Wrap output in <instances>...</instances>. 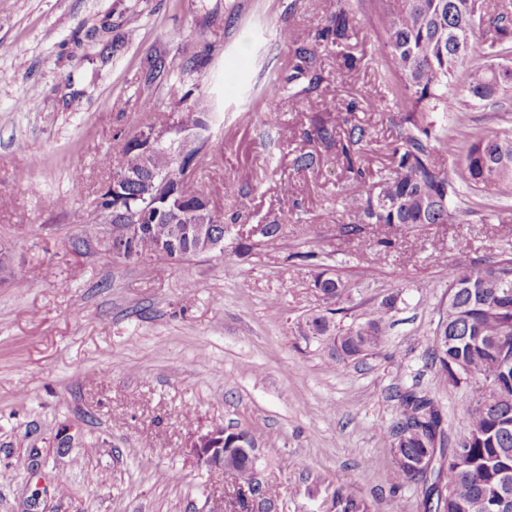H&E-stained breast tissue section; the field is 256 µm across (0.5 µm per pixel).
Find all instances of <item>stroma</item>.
I'll use <instances>...</instances> for the list:
<instances>
[{
    "label": "stroma",
    "instance_id": "obj_1",
    "mask_svg": "<svg viewBox=\"0 0 512 512\" xmlns=\"http://www.w3.org/2000/svg\"><path fill=\"white\" fill-rule=\"evenodd\" d=\"M356 14L345 55L320 47L324 76L282 92L292 45L339 7ZM379 0H0V512H211L227 481L188 446L215 426L249 432L278 512H423L421 484L395 480L382 437L399 395L441 407L449 443L466 431L469 388L428 363L448 268L512 256V189L468 190L450 224L363 225L338 204L355 190L335 153L307 140L314 117L351 112L371 141L358 164L389 166L397 77L374 54ZM287 28V39L276 36ZM205 106L211 140L197 176L214 185L224 248L181 262L126 261L106 248L95 198L147 110L177 111L172 85ZM436 123L512 131V99L436 102ZM231 193H224V186ZM74 197L85 221L72 223ZM291 209L277 248L254 229ZM330 270L350 293L330 321L364 324L387 296L384 344L340 363L302 334L326 312ZM197 285L186 293L187 281ZM327 313V312H326Z\"/></svg>",
    "mask_w": 512,
    "mask_h": 512
}]
</instances>
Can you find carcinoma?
<instances>
[{
  "label": "carcinoma",
  "instance_id": "cac0c4a2",
  "mask_svg": "<svg viewBox=\"0 0 512 512\" xmlns=\"http://www.w3.org/2000/svg\"><path fill=\"white\" fill-rule=\"evenodd\" d=\"M379 24L383 41L375 53L385 67L400 79L399 93L406 104L400 113L399 136L391 166L376 174L356 193L340 198L343 211L357 222L347 232L357 234L362 224H401L420 230L427 224H447L456 217L455 201L461 188L512 185V132L481 134L437 126L428 109L443 98L456 75L460 92L472 101H493L512 94V14L486 16L483 0H381ZM354 15L340 8L316 33L315 43L294 49L292 73L284 91L304 77L308 92L323 81L317 64V47L338 49L350 39ZM476 56L499 62L474 64ZM184 107L178 112H152L147 130L205 128L208 114L187 103L190 92L171 87ZM316 140L336 149L349 171L353 156L372 139L369 128L343 118L337 126H315ZM460 145V159L448 173L435 156L448 151V143ZM141 139L126 143L115 173L139 172ZM184 168L174 169L168 180L158 179L154 190L184 199L211 198L213 187L199 180L190 182L184 195ZM144 184H128L125 205L137 212L144 204ZM292 219L284 211L280 222L266 225L260 243L278 246L282 225ZM182 224H143L134 235L126 234L120 222H112L113 244L124 247L125 257L154 256L168 261L202 254L196 242L179 234ZM320 294L332 306L349 294L340 277L321 272ZM396 297L384 299L373 318L344 332L329 331L327 317L305 322L306 333L324 345L334 361H345L378 349L384 343L385 317ZM439 327L446 329L448 346L429 354L430 366L440 380L451 386L474 389L467 411L469 442L463 453L447 446L444 417L427 394L408 390L399 395V422L385 435L395 477L425 486L424 512H512V257L472 267H448V305Z\"/></svg>",
  "mask_w": 512,
  "mask_h": 512
}]
</instances>
